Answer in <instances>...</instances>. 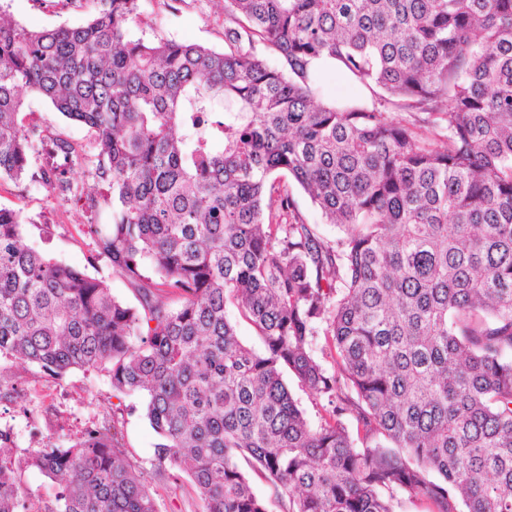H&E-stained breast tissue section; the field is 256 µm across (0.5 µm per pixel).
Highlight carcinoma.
Returning <instances> with one entry per match:
<instances>
[{"instance_id": "cac0c4a2", "label": "carcinoma", "mask_w": 512, "mask_h": 512, "mask_svg": "<svg viewBox=\"0 0 512 512\" xmlns=\"http://www.w3.org/2000/svg\"><path fill=\"white\" fill-rule=\"evenodd\" d=\"M97 2L53 29L0 12V177L49 143L108 183L95 246L138 305L26 248L0 207V357L141 395L153 476L202 512H393L398 492L512 512V0H224L222 51ZM322 61L372 101L318 102ZM25 92L93 151L20 118ZM294 183L343 236L306 223ZM288 375L324 400L317 425ZM26 468L60 480L44 512H158L107 430L19 457L0 430V512Z\"/></svg>"}]
</instances>
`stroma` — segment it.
Wrapping results in <instances>:
<instances>
[{
  "instance_id": "1",
  "label": "stroma",
  "mask_w": 512,
  "mask_h": 512,
  "mask_svg": "<svg viewBox=\"0 0 512 512\" xmlns=\"http://www.w3.org/2000/svg\"><path fill=\"white\" fill-rule=\"evenodd\" d=\"M94 0H0V9L30 28L52 29L85 23ZM135 36L197 43L224 48V0H141V20ZM25 111L84 149L93 136L84 125L68 120L42 98L24 97ZM41 156L31 158L27 176L19 182L0 178V207L21 211L24 244L88 276L105 282L112 294L128 303L136 295L113 273L111 264L95 254V225L112 221V192L107 183L74 168L72 179L83 189H95L99 211L90 212L72 196H64L40 178ZM14 376L17 395L0 404V429L9 431L18 449L66 446L92 427H114L119 445L138 469L151 467L157 436L142 413V399L113 391L105 372L74 370L62 378L14 358L0 360ZM159 512H201L202 504L189 483L152 479Z\"/></svg>"
}]
</instances>
